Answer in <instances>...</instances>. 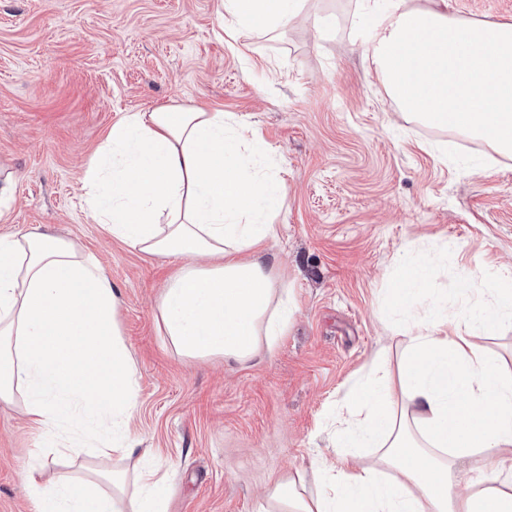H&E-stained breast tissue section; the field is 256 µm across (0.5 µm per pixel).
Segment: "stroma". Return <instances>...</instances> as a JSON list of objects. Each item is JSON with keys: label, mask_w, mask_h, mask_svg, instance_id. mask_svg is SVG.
<instances>
[{"label": "stroma", "mask_w": 512, "mask_h": 512, "mask_svg": "<svg viewBox=\"0 0 512 512\" xmlns=\"http://www.w3.org/2000/svg\"><path fill=\"white\" fill-rule=\"evenodd\" d=\"M330 18L225 33L221 0H0V166L14 172L0 235H61L119 291L137 367L129 431L140 453L47 457L48 473L115 469L133 493L145 463L167 477V512H254L265 489L312 480L332 457L337 415L379 364L397 367L409 321L389 312L396 265L429 262L448 312L466 270L512 266V157L400 111L358 36L363 0H311ZM450 15L512 22V0H448ZM201 107L253 127L288 184L272 273L293 317L245 363L177 354L157 302L181 262L114 239L94 219L84 173L131 112ZM42 437L0 403V512H31L21 474Z\"/></svg>", "instance_id": "1"}]
</instances>
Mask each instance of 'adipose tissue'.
Returning a JSON list of instances; mask_svg holds the SVG:
<instances>
[{"label":"adipose tissue","instance_id":"obj_1","mask_svg":"<svg viewBox=\"0 0 512 512\" xmlns=\"http://www.w3.org/2000/svg\"><path fill=\"white\" fill-rule=\"evenodd\" d=\"M307 0H223L240 26L273 30L306 19ZM376 18L363 43L378 81L401 111L427 125L512 154V23L463 21L448 0L411 8L366 0ZM104 156L84 181L97 221L146 254L181 259L158 312L173 349L238 362L273 346L288 327V296L267 270L277 239L274 205L287 185L258 165L269 152L256 132L201 108L134 112L110 128ZM429 269L406 257L388 306L410 319L397 371L376 370L353 395L358 408L335 433L321 488L277 481L257 512H512V375L472 342L512 319V269L487 284L466 273L464 292L487 288L492 308L448 319V299H425ZM118 293L97 261L71 240L0 236V402L21 403L46 439L24 466L32 512H124V477L46 475L72 424L96 456L135 453L127 426L137 369L120 339ZM375 448L374 466L355 449ZM483 453L488 474L456 490L455 460Z\"/></svg>","mask_w":512,"mask_h":512}]
</instances>
